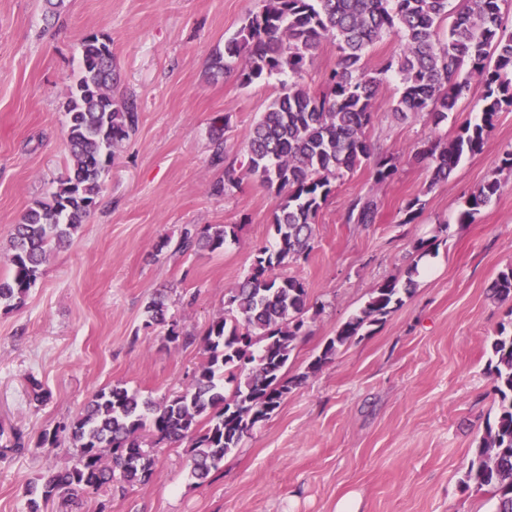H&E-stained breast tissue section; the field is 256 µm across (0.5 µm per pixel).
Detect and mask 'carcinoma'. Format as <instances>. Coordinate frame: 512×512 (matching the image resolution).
<instances>
[{"label":"carcinoma","mask_w":512,"mask_h":512,"mask_svg":"<svg viewBox=\"0 0 512 512\" xmlns=\"http://www.w3.org/2000/svg\"><path fill=\"white\" fill-rule=\"evenodd\" d=\"M502 2L458 0L448 33L442 35L448 0H264L262 10L224 41V50L212 53L211 68L236 74L244 87L288 76L251 129L245 160L229 158L221 133L210 156L212 166L224 169V179L209 187L212 194H225L250 175L278 198L271 219L275 244L259 249L244 277L224 291V306L202 337L203 360L184 390L157 404L114 385L95 393L74 421L43 434L41 444L50 448L68 437L78 448V460L29 490L28 512H41L42 501L71 502L79 493L95 495L118 480L128 485L148 482L155 458L144 449L147 432L158 443L189 442L191 476L204 480L245 435L272 417L306 378H288L285 368L296 343L309 334L306 288L281 270L308 258L317 216L344 173L370 162L375 184L384 185L399 171V154L375 156L366 136L380 86L388 73L399 74L394 114L400 119L422 116L434 127L461 99H477L479 120L414 154L431 169L429 186L448 180L462 156L482 152L498 112L512 107V30L504 23ZM390 35L400 38L401 52L375 70L366 69L365 51ZM325 39L336 44V64L326 89L317 94L304 85L303 77ZM119 81L110 42L85 38L78 76L64 103L70 160L55 191L35 201L14 225L10 276L0 278V306L13 309L24 303L52 250L70 241L96 205L116 149L137 131L136 100L112 94ZM501 191V179L488 178L467 197L459 223L474 222ZM378 214L375 196H357L347 206L346 222L374 224ZM235 228L189 224L176 243L164 239L157 251L214 252L236 236ZM414 251L404 284L391 280L373 289L309 370H319L340 348L370 334L372 326L402 304L401 294L410 292L419 262L428 255L422 240ZM490 290L498 298L512 296V267L499 272ZM166 311L164 297H152L145 306V327H167L164 340L176 347L194 344V335L166 324ZM492 351L499 410L487 423L464 477L466 484L490 493L493 512H512V332L501 328Z\"/></svg>","instance_id":"1"}]
</instances>
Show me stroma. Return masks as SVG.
Instances as JSON below:
<instances>
[{
  "label": "stroma",
  "mask_w": 512,
  "mask_h": 512,
  "mask_svg": "<svg viewBox=\"0 0 512 512\" xmlns=\"http://www.w3.org/2000/svg\"><path fill=\"white\" fill-rule=\"evenodd\" d=\"M262 5L65 0L59 21L48 25L43 0H0V277L9 272L14 224L55 189L69 160L63 103L85 37L110 40L119 91L142 112L70 243L51 253L21 307H0V429L26 441L21 452L0 457V512H28V488L76 463L70 442L50 448L40 438L76 418L97 391L120 384L158 402L188 384L200 347H174L162 329L145 328L152 294L166 293L181 331L203 335L225 288L259 247L272 244L276 199L257 178L223 196L209 191L221 174L210 164L215 118L229 117L226 148L244 157L252 125L281 91L280 79L244 88L235 74L209 66L212 52ZM399 88V76L389 75L366 131L376 153H401L396 178L375 184L367 163L345 174L318 216L307 261L287 268L321 309L286 367L304 383L206 482L190 477L189 443L150 439L149 482L82 498L78 512H96L103 498L112 512H336L347 497L356 512H491L487 493L462 478L497 411L490 340L499 328L512 329V298L488 293L512 267V173L499 170L512 150V109L498 113L481 153L464 156L434 186L416 150L454 137L479 109L466 97L439 128L400 121L393 115ZM495 172L504 184L499 198L473 223H459L466 197ZM368 193L379 202L376 223H344L350 199ZM414 199L421 208L404 223ZM188 224H233L237 235L212 253L157 251ZM420 239L432 265L402 304L308 373L378 284L404 280ZM33 378L47 392L39 405L28 398Z\"/></svg>",
  "instance_id": "stroma-1"
}]
</instances>
